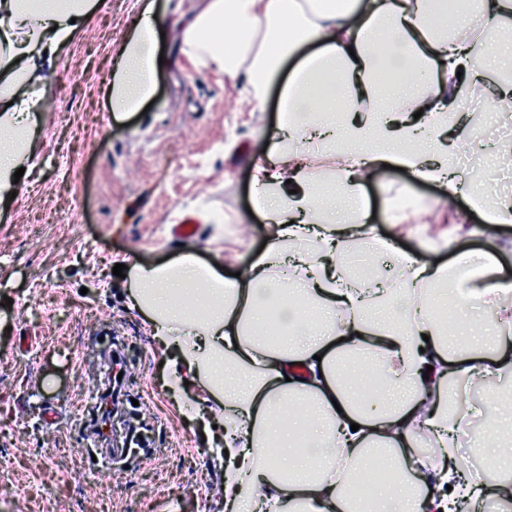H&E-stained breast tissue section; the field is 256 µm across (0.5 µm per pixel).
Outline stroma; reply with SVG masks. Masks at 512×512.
<instances>
[{
    "mask_svg": "<svg viewBox=\"0 0 512 512\" xmlns=\"http://www.w3.org/2000/svg\"><path fill=\"white\" fill-rule=\"evenodd\" d=\"M206 4L100 0L56 50L52 78L30 88L57 109L33 131L35 159L19 195L0 204V299L13 300L0 306V512H225L222 462L163 383L174 352L132 308L128 279L112 272L126 260L154 266L186 252L234 271L267 240L251 166L281 123L279 87L255 101L244 82L184 55L181 25ZM148 5L166 63L150 109L117 113L105 89ZM457 114L476 143L463 161L467 177L512 195V172L486 178L493 152L512 147V113ZM364 193L376 204L375 234L425 261H448L430 244L456 232L466 199L448 208L440 187L385 167ZM399 196L421 210L396 226L387 202ZM187 214L199 218L196 233L175 238L171 226ZM23 335L32 338L24 350ZM116 346L127 372L112 424L139 431L150 450L107 492L70 400L106 377Z\"/></svg>",
    "mask_w": 512,
    "mask_h": 512,
    "instance_id": "obj_1",
    "label": "stroma"
}]
</instances>
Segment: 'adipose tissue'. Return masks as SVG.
<instances>
[{"instance_id":"1","label":"adipose tissue","mask_w":512,"mask_h":512,"mask_svg":"<svg viewBox=\"0 0 512 512\" xmlns=\"http://www.w3.org/2000/svg\"><path fill=\"white\" fill-rule=\"evenodd\" d=\"M94 0H0V202L29 167L37 114L22 89L36 61L73 39ZM487 28L512 26V0H477L449 33L447 0H209L183 29V51L198 66L244 78L262 100L273 82L295 118L280 125L252 168L262 190L269 243L234 280L201 270L186 253L161 266L131 264V304L153 336L176 348L166 387L195 418L190 387H204L223 414L224 506L227 512H352L361 489L352 466L385 452L391 480L367 497L368 512H454L487 500H512V484L459 472L457 437L470 414L449 412V377L491 382L512 375V279L493 276L492 259L464 253L445 265L397 250V287L374 289L347 275L333 252L372 239L361 191V168L344 155L367 152L372 165L410 169L436 182L448 199L469 187L454 145L438 141L455 109L458 70L494 56L502 71L495 103L512 101V56L491 39L465 36L472 15ZM294 60L288 78L280 73ZM441 80H433L434 70ZM159 53L155 25L141 17L126 38L109 89L116 112H134L155 92ZM423 124H416L415 113ZM294 192L283 195L284 185ZM304 241L308 250L289 254ZM471 289H455L459 275ZM452 303L471 323L479 304L493 319L481 324L492 356L459 355L440 317ZM275 322L280 341L252 331ZM377 364L385 394L357 393L360 373ZM428 431L439 457L420 447ZM311 445L298 449L300 434Z\"/></svg>"}]
</instances>
